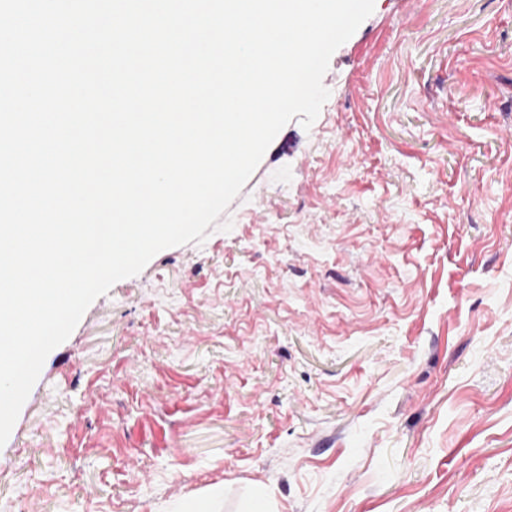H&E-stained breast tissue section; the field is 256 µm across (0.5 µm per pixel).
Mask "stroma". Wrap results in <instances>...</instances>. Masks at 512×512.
I'll list each match as a JSON object with an SVG mask.
<instances>
[{
	"mask_svg": "<svg viewBox=\"0 0 512 512\" xmlns=\"http://www.w3.org/2000/svg\"><path fill=\"white\" fill-rule=\"evenodd\" d=\"M323 83L50 352L0 512H512V0H375ZM224 503L223 482L211 484L198 494L177 501L172 512H222Z\"/></svg>",
	"mask_w": 512,
	"mask_h": 512,
	"instance_id": "35a3bbf8",
	"label": "stroma"
}]
</instances>
